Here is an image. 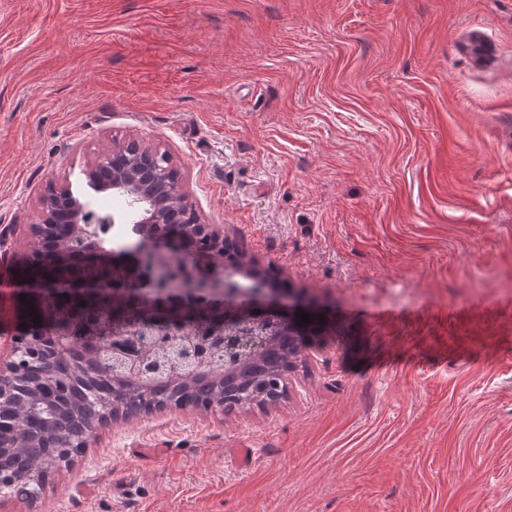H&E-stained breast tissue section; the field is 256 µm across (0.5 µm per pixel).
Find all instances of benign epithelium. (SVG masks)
I'll return each mask as SVG.
<instances>
[{"label": "benign epithelium", "instance_id": "obj_1", "mask_svg": "<svg viewBox=\"0 0 512 512\" xmlns=\"http://www.w3.org/2000/svg\"><path fill=\"white\" fill-rule=\"evenodd\" d=\"M108 153L120 154L121 166L103 172L98 160L86 170V183L95 193L124 198L126 209L99 213L65 184L48 189L39 222L29 225L30 251L19 265L24 284L19 293L27 295L21 323L8 354L0 355L1 458L22 446L16 436L20 393L41 398L45 363L78 353L68 331L53 328L52 321L63 317L90 331L103 325L112 332V345L92 361L104 370L107 384L90 386L83 395V403L97 409L100 425L69 434H28L27 445L51 453L47 469L30 475L40 488L118 418L112 398L127 384L156 370L179 381L182 369L205 362L209 351L241 361L265 349L278 331L318 336L329 324L321 320L323 310L300 302L294 292L268 287L266 271L243 259L227 262L224 226L202 223L181 183L170 191L158 185L155 195H148L160 149L130 141ZM115 224L133 225L136 243H112ZM243 270L249 285L237 280ZM30 305L40 315L39 326L29 317ZM301 310L311 322L298 324ZM140 412L222 417L224 397L201 403L187 389L163 404L146 400Z\"/></svg>", "mask_w": 512, "mask_h": 512}]
</instances>
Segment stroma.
I'll use <instances>...</instances> for the list:
<instances>
[{
  "instance_id": "35a3bbf8",
  "label": "stroma",
  "mask_w": 512,
  "mask_h": 512,
  "mask_svg": "<svg viewBox=\"0 0 512 512\" xmlns=\"http://www.w3.org/2000/svg\"><path fill=\"white\" fill-rule=\"evenodd\" d=\"M129 139L333 324L0 512H512V0H0V273Z\"/></svg>"
}]
</instances>
